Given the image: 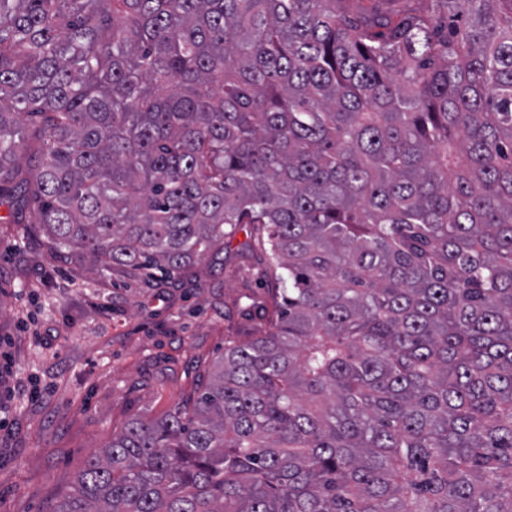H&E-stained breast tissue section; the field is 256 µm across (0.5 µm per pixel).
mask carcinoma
Instances as JSON below:
<instances>
[{
	"label": "carcinoma",
	"instance_id": "cac0c4a2",
	"mask_svg": "<svg viewBox=\"0 0 512 512\" xmlns=\"http://www.w3.org/2000/svg\"><path fill=\"white\" fill-rule=\"evenodd\" d=\"M0 0V206L251 328L53 512H512V0Z\"/></svg>",
	"mask_w": 512,
	"mask_h": 512
}]
</instances>
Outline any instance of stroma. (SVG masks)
<instances>
[{
	"label": "stroma",
	"mask_w": 512,
	"mask_h": 512,
	"mask_svg": "<svg viewBox=\"0 0 512 512\" xmlns=\"http://www.w3.org/2000/svg\"><path fill=\"white\" fill-rule=\"evenodd\" d=\"M229 270L152 284L68 264L34 225L0 221V338L13 368L0 389V512H52L94 448L131 414L185 400L249 326Z\"/></svg>",
	"instance_id": "obj_1"
}]
</instances>
